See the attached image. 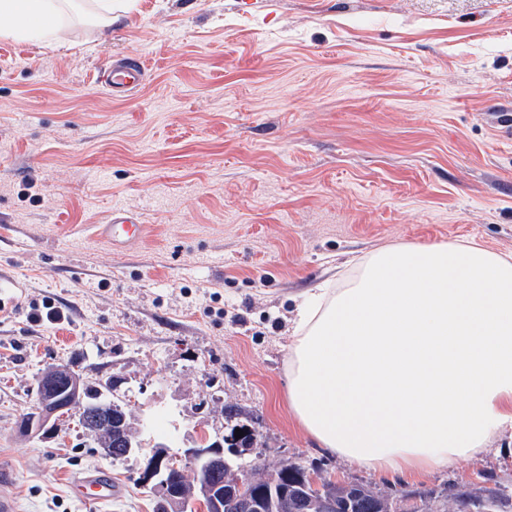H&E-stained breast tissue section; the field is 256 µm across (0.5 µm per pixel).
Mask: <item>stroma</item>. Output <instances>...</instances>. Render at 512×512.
I'll return each instance as SVG.
<instances>
[{"label":"stroma","instance_id":"35a3bbf8","mask_svg":"<svg viewBox=\"0 0 512 512\" xmlns=\"http://www.w3.org/2000/svg\"><path fill=\"white\" fill-rule=\"evenodd\" d=\"M68 44L0 37V273L23 282L0 315V465L19 512H154L139 476L159 445L221 441L225 407L258 433L240 463L290 460L442 507L449 484L512 476V435L447 470L350 465L288 408L293 311L371 252L475 240L512 254V0H135ZM114 54L147 83L113 99ZM143 216L130 250L94 233ZM66 314L35 322L34 307ZM114 376L141 452L112 461L76 418L48 438L18 422L46 367ZM123 487L86 504L71 484Z\"/></svg>","mask_w":512,"mask_h":512}]
</instances>
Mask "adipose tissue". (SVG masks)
Returning <instances> with one entry per match:
<instances>
[{
    "label": "adipose tissue",
    "mask_w": 512,
    "mask_h": 512,
    "mask_svg": "<svg viewBox=\"0 0 512 512\" xmlns=\"http://www.w3.org/2000/svg\"><path fill=\"white\" fill-rule=\"evenodd\" d=\"M129 0H0V36L61 42ZM288 404L321 447L382 474H425L512 430V255L476 242L396 245L297 307Z\"/></svg>",
    "instance_id": "ef3b65f1"
}]
</instances>
